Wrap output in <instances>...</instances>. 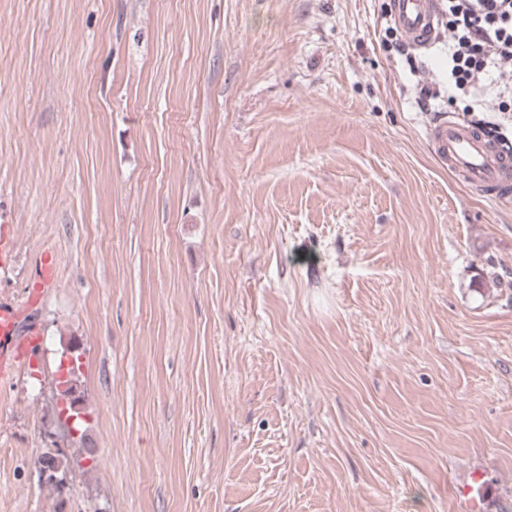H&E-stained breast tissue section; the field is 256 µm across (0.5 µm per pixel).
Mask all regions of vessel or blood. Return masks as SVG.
Instances as JSON below:
<instances>
[{"label": "vessel or blood", "instance_id": "vessel-or-blood-1", "mask_svg": "<svg viewBox=\"0 0 512 512\" xmlns=\"http://www.w3.org/2000/svg\"><path fill=\"white\" fill-rule=\"evenodd\" d=\"M440 0H390L389 17L415 50L433 47ZM431 143L437 158L467 184L505 194L512 191V151L504 149L488 130L463 121L442 120L431 129ZM15 234L11 225L0 226V268L13 264ZM58 279L56 257L43 251L37 259V273L28 288L29 303H38ZM20 309L0 307V386H5L21 367L33 365L43 343L39 330H20Z\"/></svg>", "mask_w": 512, "mask_h": 512}]
</instances>
